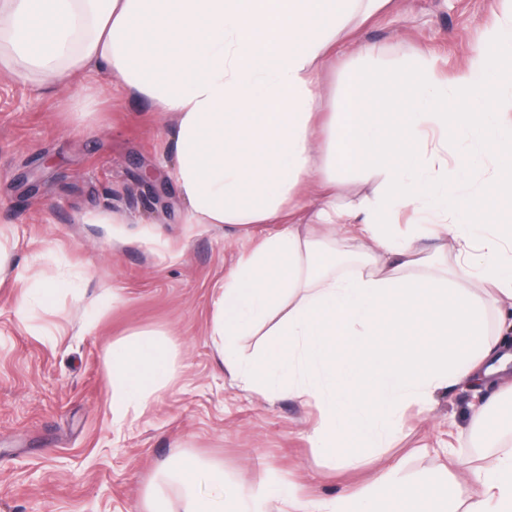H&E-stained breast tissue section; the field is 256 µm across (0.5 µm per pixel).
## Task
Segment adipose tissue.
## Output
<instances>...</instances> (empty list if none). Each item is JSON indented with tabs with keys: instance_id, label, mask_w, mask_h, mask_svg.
Returning <instances> with one entry per match:
<instances>
[{
	"instance_id": "obj_1",
	"label": "adipose tissue",
	"mask_w": 512,
	"mask_h": 512,
	"mask_svg": "<svg viewBox=\"0 0 512 512\" xmlns=\"http://www.w3.org/2000/svg\"><path fill=\"white\" fill-rule=\"evenodd\" d=\"M388 0H0V44L25 72L71 88L106 70L175 117L173 175L193 224L280 230L244 255L213 298L209 334L219 362L255 394L314 402L313 447L343 468L402 432L403 411L463 382L490 405L512 395V224L478 217L512 204V12L485 34L454 84L423 62L399 67L414 110L406 126L367 79L349 74L319 155L313 119L320 73L337 62L336 33L352 14L370 18ZM465 161L448 162L449 144ZM498 160L489 190H471L485 158ZM376 182L373 196L342 205L338 171ZM412 206L406 232L394 216ZM359 246L337 273V231ZM452 264H445L447 255ZM283 318H276V311ZM275 319L251 360L237 336ZM112 422L136 418L181 372L166 333L138 331L103 354ZM398 462L371 480L302 512H399V500L444 501L448 489L399 484ZM474 491L451 512H512V449L468 469ZM261 512L224 468L180 455L149 484L143 512Z\"/></svg>"
}]
</instances>
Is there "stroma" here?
Returning a JSON list of instances; mask_svg holds the SVG:
<instances>
[{
  "label": "stroma",
  "mask_w": 512,
  "mask_h": 512,
  "mask_svg": "<svg viewBox=\"0 0 512 512\" xmlns=\"http://www.w3.org/2000/svg\"><path fill=\"white\" fill-rule=\"evenodd\" d=\"M506 0H391L369 20L352 15V38L377 57L367 78L400 111L405 88L395 67L434 60L455 81ZM93 97L67 99L40 78L0 67V231L21 271L59 290L52 308L19 309L24 281L0 285V512H141L142 493L178 454L224 465L230 484L259 495L286 485L299 500L329 499L363 484L380 459L402 466L399 482H447L464 499V479L446 481L442 451L479 464L507 437L477 429L476 389L436 391L430 410L411 407L405 427L379 460L331 469L307 433L318 409L296 398H263L231 379L209 336L212 299L239 258L275 224L233 229L188 223L172 177L171 118L150 101L91 74ZM165 179L160 200L142 180ZM94 329H87L88 321ZM140 330L171 335L182 373L134 422L107 412L103 351Z\"/></svg>",
  "instance_id": "1"
}]
</instances>
